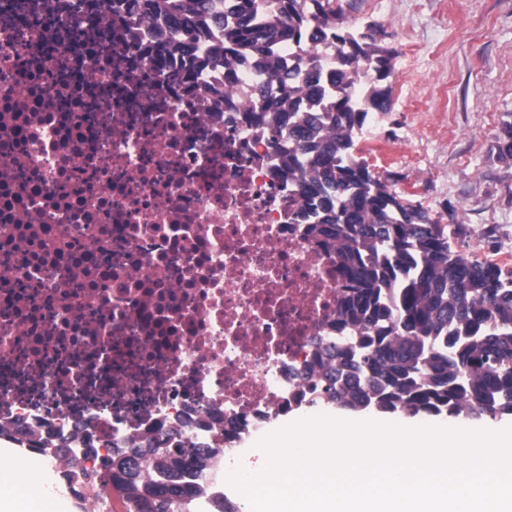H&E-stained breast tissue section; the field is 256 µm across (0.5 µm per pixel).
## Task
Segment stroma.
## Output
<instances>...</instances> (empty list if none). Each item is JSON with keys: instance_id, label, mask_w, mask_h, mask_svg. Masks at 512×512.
I'll use <instances>...</instances> for the list:
<instances>
[{"instance_id": "1", "label": "stroma", "mask_w": 512, "mask_h": 512, "mask_svg": "<svg viewBox=\"0 0 512 512\" xmlns=\"http://www.w3.org/2000/svg\"><path fill=\"white\" fill-rule=\"evenodd\" d=\"M352 25L383 24L399 50L391 110L358 155L452 251L512 272V0H342Z\"/></svg>"}]
</instances>
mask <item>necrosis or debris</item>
Listing matches in <instances>:
<instances>
[{
    "mask_svg": "<svg viewBox=\"0 0 512 512\" xmlns=\"http://www.w3.org/2000/svg\"><path fill=\"white\" fill-rule=\"evenodd\" d=\"M0 9V426L213 448L311 399L347 283L224 71L146 60L95 0Z\"/></svg>",
    "mask_w": 512,
    "mask_h": 512,
    "instance_id": "1",
    "label": "necrosis or debris"
}]
</instances>
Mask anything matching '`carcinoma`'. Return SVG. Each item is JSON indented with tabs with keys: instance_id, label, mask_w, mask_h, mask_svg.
Returning a JSON list of instances; mask_svg holds the SVG:
<instances>
[{
	"instance_id": "1",
	"label": "carcinoma",
	"mask_w": 512,
	"mask_h": 512,
	"mask_svg": "<svg viewBox=\"0 0 512 512\" xmlns=\"http://www.w3.org/2000/svg\"><path fill=\"white\" fill-rule=\"evenodd\" d=\"M136 23L156 19L155 51L181 54L185 79L224 66L225 91L257 100L247 125L273 148L304 202L308 232L334 254L348 282L336 342L323 350L317 404L405 416H512V275L451 251L448 235L419 206L353 156L357 132L390 111L397 49L382 27L348 24L338 0H102ZM336 52L288 61L278 48L306 42ZM258 81L245 89L241 70ZM512 163V123L497 141ZM114 448L93 461L97 476L138 512H189L193 466L211 451L176 445L138 473Z\"/></svg>"
}]
</instances>
